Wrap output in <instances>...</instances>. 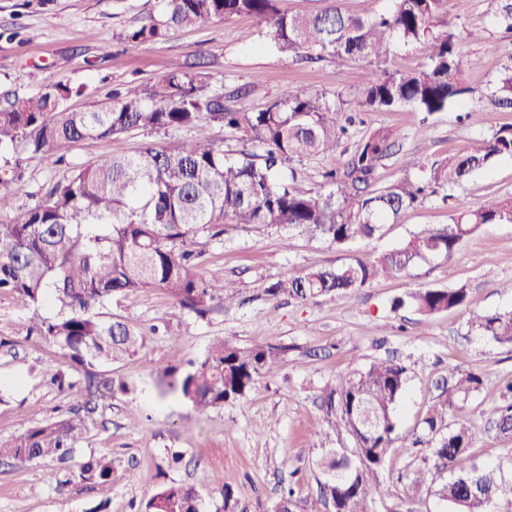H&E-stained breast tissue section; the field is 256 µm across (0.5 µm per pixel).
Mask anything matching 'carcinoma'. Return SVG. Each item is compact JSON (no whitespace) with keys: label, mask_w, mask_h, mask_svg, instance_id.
Instances as JSON below:
<instances>
[{"label":"carcinoma","mask_w":512,"mask_h":512,"mask_svg":"<svg viewBox=\"0 0 512 512\" xmlns=\"http://www.w3.org/2000/svg\"><path fill=\"white\" fill-rule=\"evenodd\" d=\"M279 0H164L162 11L129 30L131 43L156 42L173 27L247 15L270 36L280 54L299 60L351 59L364 62L355 73L359 106L384 112L411 106L429 115L459 103L467 115L479 107L465 100L463 76L468 61L451 24L434 34L431 26L448 16L449 0H391V7L368 18L353 17L330 4L309 14H288ZM485 13L512 30V0H484ZM431 38L425 63L397 72L371 65L387 62L395 48ZM187 60L172 63L168 73L152 82H132L109 101L84 111L64 106L84 90L68 84L47 85L26 98L15 97L0 108V147L18 145L34 154H64L83 140L119 137L136 130L168 131L193 127L197 142L167 150L151 143L134 156H107L79 167L51 188L45 200L17 220L0 222V293L24 298L39 307L52 302L58 312L38 320L32 333L56 344L87 375L103 362L122 360L142 348L145 334L120 321L103 318L101 309L119 295L146 288L166 291L173 303L204 319L232 305L238 295L233 283L213 272L195 273L201 238L217 239L224 225L257 229L288 226L320 236L339 248L371 238L382 224L422 202L436 186L454 188L497 159L512 157V126L475 140L467 151L450 153L422 166L417 180L405 179L377 193L362 187L375 177L388 156L393 133L372 131L323 178L327 194L300 186L294 159L336 151L344 134L341 109L322 97L284 90L259 109L243 105L249 85L223 92L211 90L212 76ZM499 106L512 107V67L503 69L490 94ZM224 126L240 135L258 155L240 151L228 157L212 142L209 128ZM512 223V201L488 199L451 217L442 229L425 228L401 248L374 260L353 257L336 266L312 269L301 276L266 283L271 300L281 296L307 300L367 287L379 276L403 274L418 260L433 255L452 257L461 242L485 224ZM412 305L424 316L467 307L464 288L420 289L394 306ZM469 330L502 345H512V312H469ZM287 348L279 345L242 347L219 339L182 370L172 366L159 385L160 394L177 393L197 411L220 408L255 389L258 379L273 372ZM410 380L409 369L393 359L354 369L327 385L321 408L328 427L345 435L353 447L331 448L319 460L325 474L319 483L326 512H376L378 473L396 439L397 409ZM483 386L480 373L455 365L438 383L439 394L413 433L410 447L430 453L449 474L438 495L450 512H491L505 494L512 473V448L494 461L478 465L468 448L473 424L455 414ZM104 382L89 391L84 411L114 390ZM504 403L493 408L488 422L500 435L512 434V384ZM85 429L70 418L32 426L12 440L0 438V458L18 467L33 462H64ZM112 461L97 458L81 466L80 478L107 482ZM206 488L234 512L230 478L215 474ZM203 496L193 484L161 487L144 503L142 512H202Z\"/></svg>","instance_id":"obj_1"}]
</instances>
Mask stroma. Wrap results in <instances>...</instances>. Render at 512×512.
I'll return each instance as SVG.
<instances>
[{"label": "stroma", "instance_id": "1", "mask_svg": "<svg viewBox=\"0 0 512 512\" xmlns=\"http://www.w3.org/2000/svg\"><path fill=\"white\" fill-rule=\"evenodd\" d=\"M162 0H0V105L62 82L83 87L71 99L83 108L108 99L131 81L160 80L173 61L189 59L213 74L214 85L253 84L247 102L259 106L283 90L319 94L352 114L354 122L338 147L352 152L378 128L394 132L390 155L379 165L372 190L415 178L423 159H437L467 148L477 138L512 125V108L492 105L488 97L504 67L512 66V33L485 14L483 0H469L454 24L470 61L465 84L469 99L481 107L474 119L462 120V108L426 115L411 107L387 112L358 108L360 90L352 78L357 62L328 60L298 63L279 55L248 17L203 22L171 31L152 44L125 43L126 30L157 14ZM477 28L481 39L467 38ZM193 130L133 131L121 137L82 141L64 160L31 155L19 147L0 148V174L7 185L10 222L45 196L71 168L109 155L136 153L144 142L173 147L193 141ZM427 153H420V143ZM489 197L512 199V158L497 160L461 187L441 188L408 208L373 238L336 249L322 238L288 228L258 230L227 226L223 236L204 240L202 271H221L239 288V302L211 320L181 310L160 289L116 298L107 313L145 331L144 348L121 363L97 366L99 381L121 380L130 391L113 398L86 420V430L66 465L42 461L25 468L0 460V512H141L159 487L172 483L203 485L209 475L224 473L234 487L236 512H268L283 487L293 486L297 512H325L318 500L322 472L317 462L325 449L348 448L349 438L326 436L319 396L324 385L354 369L389 355L408 366L410 381L399 415V439L380 474V499L396 503L411 498L415 512H449L437 491L447 480L434 459L412 454L411 434L436 396L435 382L449 367L463 365L482 373L484 384L458 411V418L478 429L471 449L480 464L493 461L512 437L499 436L486 413L500 402V387L512 382V346L469 333L467 313L512 310V293L500 284L512 280V224H487L466 238L452 258L437 255L417 261L401 277H378L357 292L320 296L308 301L289 297L265 300L264 284L298 276L355 256L376 257L400 248L414 233L443 227L452 216ZM496 261V279L488 281L479 261ZM466 288L468 310L423 316L412 308L393 309L395 298L422 288ZM56 306H30L0 294V437L31 425L69 416L87 399L84 372L55 345L30 338L38 319ZM218 338L243 346L281 344L289 352L256 389L240 400L204 412L174 394L160 395L158 382L171 349L184 359L201 357ZM71 370L74 388L47 383L46 370ZM107 456V483L76 481L89 458ZM424 469L427 481L412 486V473Z\"/></svg>", "mask_w": 512, "mask_h": 512}]
</instances>
